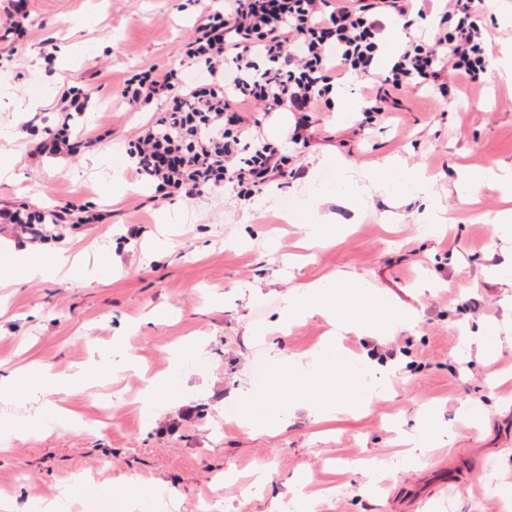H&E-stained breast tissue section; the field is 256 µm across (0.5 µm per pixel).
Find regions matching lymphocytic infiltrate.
<instances>
[{"mask_svg":"<svg viewBox=\"0 0 512 512\" xmlns=\"http://www.w3.org/2000/svg\"><path fill=\"white\" fill-rule=\"evenodd\" d=\"M414 0H224L208 11L187 42L185 57L201 81L187 82L182 69L149 68L133 73L121 96L130 106L156 104L129 148L133 171L157 189L196 199L225 184L248 200L272 183L296 178L288 158L271 143L248 136L249 108L264 114L293 113L294 143H306L311 112L328 104L336 80L366 81L365 115L395 111L398 92L423 89L447 78L476 85L488 65L477 0H448L432 43L408 42L387 66L378 60L387 22L412 28ZM90 96L72 86L60 94V122L38 152L69 155L91 150L99 135L72 133ZM101 213L69 201L44 212L22 205L0 209V223L31 241H44L62 224H99Z\"/></svg>","mask_w":512,"mask_h":512,"instance_id":"obj_1","label":"lymphocytic infiltrate"}]
</instances>
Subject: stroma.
<instances>
[{"label":"stroma","instance_id":"obj_1","mask_svg":"<svg viewBox=\"0 0 512 512\" xmlns=\"http://www.w3.org/2000/svg\"><path fill=\"white\" fill-rule=\"evenodd\" d=\"M8 4L0 0V155L14 165L0 177V208L79 200L108 215L37 246L79 254L92 279L22 280L0 255V375L36 363L68 377L116 348L138 360L110 368L93 390L47 393L82 424L21 433L0 451V494L13 512H36L80 483L97 492L71 498L69 512H165L114 496L128 483L163 488L166 512H199L210 497L217 512H292L297 494L308 512H512V284L494 272L512 241L494 222L497 188L476 201L460 190L466 171L512 170V80L499 65L512 48L503 21L512 0L481 5L489 64L454 102L434 87L406 91L393 118L367 121L350 81L341 109L313 113L305 147L287 141L292 113L270 115L261 135L305 174L247 202L229 187L202 202L170 197L130 170L128 145L155 108L128 106L123 81L182 59L200 0H28L19 36L6 32ZM67 85L93 91L78 128L108 137L77 156L30 157L55 128ZM33 116L36 129H25ZM327 153L361 175L358 190L339 188L336 169L320 164ZM382 169L389 188H372L368 175ZM412 172L425 194L405 193ZM437 205L454 223L428 222ZM316 223L335 239L309 249ZM131 224L143 232L129 240ZM325 277L371 288L413 322L381 338L343 334L364 389L335 421L286 409L278 434H253L225 417L224 402L252 369L323 356L324 317L281 315L289 294ZM486 332L501 340L491 355L479 345ZM189 344L193 355L175 362ZM153 374L173 375L175 393L148 406ZM431 421L452 440L409 459L407 436ZM260 476L262 491L245 495Z\"/></svg>","mask_w":512,"mask_h":512}]
</instances>
